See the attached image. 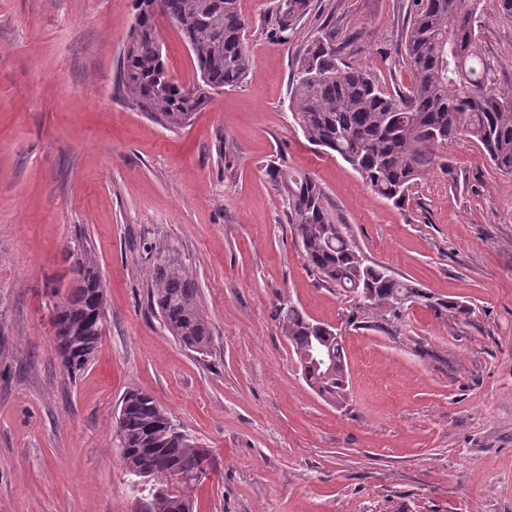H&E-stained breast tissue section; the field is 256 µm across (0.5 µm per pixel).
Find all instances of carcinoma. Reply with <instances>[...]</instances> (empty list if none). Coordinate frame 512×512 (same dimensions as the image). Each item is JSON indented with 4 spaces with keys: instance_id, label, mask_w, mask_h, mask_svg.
Segmentation results:
<instances>
[{
    "instance_id": "cac0c4a2",
    "label": "carcinoma",
    "mask_w": 512,
    "mask_h": 512,
    "mask_svg": "<svg viewBox=\"0 0 512 512\" xmlns=\"http://www.w3.org/2000/svg\"><path fill=\"white\" fill-rule=\"evenodd\" d=\"M192 57L198 82L216 91L239 86L254 65L245 42L247 22L240 0H161ZM310 0H279L275 34L288 40ZM405 35V59L413 81L407 91L388 92L366 68L346 63L333 35L324 30L307 42L291 76L292 115L305 138L334 155L372 192L401 206L415 182L440 167L436 148L462 138L479 144L500 172L512 173V87L503 88L497 64L479 51L483 0H416ZM155 18L142 16L122 55L118 78L125 95L170 127L186 126L209 96H191L166 67ZM288 223L304 261L319 280L356 298L383 321L412 304L465 315L462 302L429 295L368 260L347 225L327 205L310 174L270 166ZM73 278L53 307L56 349L69 375L94 357L105 324L106 293L95 256L73 241ZM148 304L180 343L202 354L211 327L202 310L196 276L158 252L149 270ZM279 325L292 346L309 388L331 405L348 400L347 361L336 331L309 318L295 303L280 304ZM322 348L334 367L307 365L304 355ZM120 454L140 512H194L193 491L213 460L208 449L179 430L153 396L128 392L115 418Z\"/></svg>"
}]
</instances>
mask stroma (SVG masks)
Masks as SVG:
<instances>
[{
  "label": "stroma",
  "instance_id": "1",
  "mask_svg": "<svg viewBox=\"0 0 512 512\" xmlns=\"http://www.w3.org/2000/svg\"><path fill=\"white\" fill-rule=\"evenodd\" d=\"M278 0H241L254 66L171 128L116 84L135 0H0V512H132L114 422L151 394L214 465L196 512H512V175L465 139L395 208L322 154L290 111L293 62L329 27L389 90L412 80L413 0H310L289 41ZM482 49L512 86V16L484 0ZM305 171L363 253L469 308L385 322L322 283L267 170ZM106 323L72 377L51 307L72 238ZM189 266L212 329L198 354L147 306L157 251ZM292 300L344 336L342 407L305 383L277 320Z\"/></svg>",
  "mask_w": 512,
  "mask_h": 512
}]
</instances>
